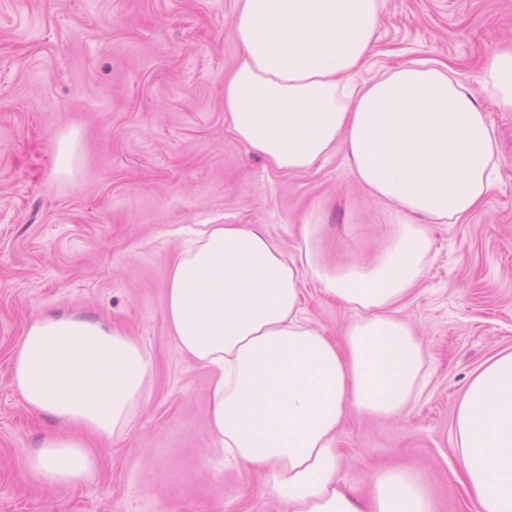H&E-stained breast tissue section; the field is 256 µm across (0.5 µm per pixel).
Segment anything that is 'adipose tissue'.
<instances>
[{
  "instance_id": "obj_1",
  "label": "adipose tissue",
  "mask_w": 512,
  "mask_h": 512,
  "mask_svg": "<svg viewBox=\"0 0 512 512\" xmlns=\"http://www.w3.org/2000/svg\"><path fill=\"white\" fill-rule=\"evenodd\" d=\"M380 13L381 0H237L224 121L277 171H309L343 149L354 176L404 217L384 250L370 263L324 266L315 211L294 255L253 225L206 224L169 270L165 319L210 374L214 441L265 472L288 512H432L405 469L378 473L365 502L341 486L337 430L349 410L392 416L413 398L421 347L396 306L423 274L431 225L465 220L499 175L489 116L453 69L414 61L362 79ZM484 83L512 112V46L491 56ZM306 273L352 311L342 343L306 316ZM152 371L148 350L118 328L73 313L34 319L12 356V384L79 434L47 438L26 467L49 484L88 478L95 458L81 432L121 435ZM453 427L476 512H512V351L476 371Z\"/></svg>"
}]
</instances>
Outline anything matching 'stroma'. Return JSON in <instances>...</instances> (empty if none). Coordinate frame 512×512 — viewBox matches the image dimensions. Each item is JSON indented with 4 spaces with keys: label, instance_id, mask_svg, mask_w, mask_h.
<instances>
[{
    "label": "stroma",
    "instance_id": "35a3bbf8",
    "mask_svg": "<svg viewBox=\"0 0 512 512\" xmlns=\"http://www.w3.org/2000/svg\"><path fill=\"white\" fill-rule=\"evenodd\" d=\"M235 11L236 0H0V512H286L262 475L217 454L210 375L170 336L178 230L252 224L292 254L320 209L321 255L339 266L372 260L399 217L343 152L277 172L228 131ZM381 17L363 79L411 60L452 67L503 155L478 211L432 225L424 273L397 306L422 347L418 398L395 417L350 412L339 476L365 492L379 471L408 469L431 487L435 512H474L453 420L476 369L512 350V112L483 86L488 59L512 44V0H381ZM302 288L307 316L342 340L351 311L311 276ZM64 311L121 328L154 369L125 433L92 440L95 472L49 486L22 458L63 427L28 408L9 366L26 325Z\"/></svg>",
    "mask_w": 512,
    "mask_h": 512
}]
</instances>
